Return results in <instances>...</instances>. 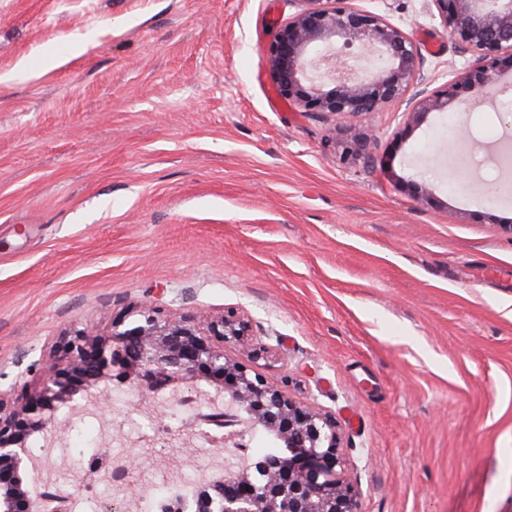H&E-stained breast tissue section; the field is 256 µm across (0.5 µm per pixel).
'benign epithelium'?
Listing matches in <instances>:
<instances>
[{
	"mask_svg": "<svg viewBox=\"0 0 512 512\" xmlns=\"http://www.w3.org/2000/svg\"><path fill=\"white\" fill-rule=\"evenodd\" d=\"M280 25L266 48L278 96L307 112H374L405 104L413 120L432 112L493 100L512 90V0H432L448 36L470 53L468 63L434 87L425 60L398 26L353 0H305ZM358 45L377 57L365 78L347 77L339 46ZM248 348L251 323L236 310L217 318L170 317L144 306L112 320L105 330L84 327L56 342L38 378L0 391V512H69L74 495L31 489V444L78 415L88 393L106 396L112 370L132 372L151 393L187 382L224 411L205 415L207 426L238 425L224 433V465L191 496L170 493L162 512H361L360 492L346 477L336 418L290 398L224 345ZM68 416H60L62 409ZM261 426L288 448L284 455L249 459L238 438Z\"/></svg>",
	"mask_w": 512,
	"mask_h": 512,
	"instance_id": "benign-epithelium-1",
	"label": "benign epithelium"
}]
</instances>
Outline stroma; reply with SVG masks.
Instances as JSON below:
<instances>
[{"label":"stroma","mask_w":512,"mask_h":512,"mask_svg":"<svg viewBox=\"0 0 512 512\" xmlns=\"http://www.w3.org/2000/svg\"><path fill=\"white\" fill-rule=\"evenodd\" d=\"M429 38L433 85L468 60L431 0H358ZM297 0H0V388L19 351L136 306L247 312L253 369L335 416L362 512H512V133L500 102L413 122L284 103L273 29ZM95 46L68 57L70 45ZM48 54L63 63L50 71ZM355 136L365 151L346 148ZM501 188L487 196L483 180ZM431 199L417 197L412 183ZM170 395L132 378L61 430L52 484L110 443L189 489L214 449L154 448Z\"/></svg>","instance_id":"stroma-1"}]
</instances>
